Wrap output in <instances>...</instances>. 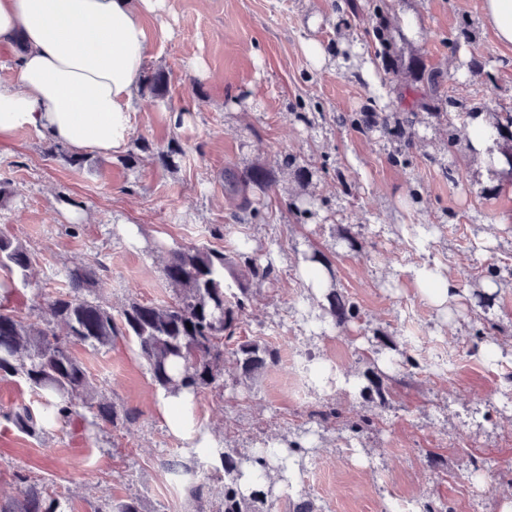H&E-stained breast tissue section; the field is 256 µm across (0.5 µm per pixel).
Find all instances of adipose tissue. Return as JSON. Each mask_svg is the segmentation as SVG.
Instances as JSON below:
<instances>
[{"mask_svg":"<svg viewBox=\"0 0 512 512\" xmlns=\"http://www.w3.org/2000/svg\"><path fill=\"white\" fill-rule=\"evenodd\" d=\"M164 2L0 0V44L18 49L13 78L0 85V135L29 129L74 151H124L148 49L170 36L167 23L150 30L144 17ZM412 275L432 305L457 300L437 267Z\"/></svg>","mask_w":512,"mask_h":512,"instance_id":"ef3b65f1","label":"adipose tissue"}]
</instances>
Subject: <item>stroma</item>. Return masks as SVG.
Masks as SVG:
<instances>
[{
  "label": "stroma",
  "instance_id": "obj_1",
  "mask_svg": "<svg viewBox=\"0 0 512 512\" xmlns=\"http://www.w3.org/2000/svg\"><path fill=\"white\" fill-rule=\"evenodd\" d=\"M482 2L350 0L341 12L336 0H165L171 36L151 45L144 69L164 71L168 92L135 99L133 135L150 147L136 166L93 152L78 169L47 156L49 141L35 132L0 135V185L11 191L0 205V235L34 254L26 278L0 269V303L32 316L86 256L106 265L96 295L113 310L134 300L169 301L161 274L169 250L204 245L230 254L236 247L234 237L212 234L235 210L224 171L271 170L275 187L255 191L257 210L238 227L259 255L271 256L277 275L263 282L237 334L265 340L279 356L248 386L201 392L191 430L179 434L158 411V392L133 339L76 346L92 378L135 418L92 434L74 417L36 438L0 417V501L20 498L22 472L66 498L71 512L129 498L143 512H196L187 483L169 474L170 462L195 466L220 442L247 454L310 429L315 450L293 496L312 500L319 512H384L391 502L423 498L447 512H502L512 503V408L503 406L512 387V281L497 286L489 312L503 328L497 362L473 349L480 325L474 279L493 264L512 267V179L484 180L463 141L466 112H512V47L496 41ZM378 4L394 37L390 70L368 34ZM410 10L419 28L414 39L400 29ZM308 39L330 53L321 69L302 51ZM195 59L202 75L191 71ZM469 60L481 76H468ZM431 71L449 77L458 105L440 116L418 110L415 144L400 162L391 159L393 137L341 123L368 107L396 122L408 110L404 88L428 94ZM173 142L186 151L174 170L153 156ZM288 156L311 169L309 181L285 167ZM298 196L311 201L310 218L286 207ZM128 225L137 227L138 243L125 238ZM347 225L358 249L336 243ZM313 247L330 256L336 286L362 320L323 332L303 321L299 305L314 301L304 296L296 255ZM424 263L455 283L458 301L438 308L420 295L411 270ZM409 312L424 335L454 351L450 376L434 368L411 378L389 370L390 406L379 425L357 437L341 424L320 427L314 411L293 401L289 347L362 371L370 348L364 323L404 345ZM477 462L485 479L474 484Z\"/></svg>",
  "mask_w": 512,
  "mask_h": 512
}]
</instances>
